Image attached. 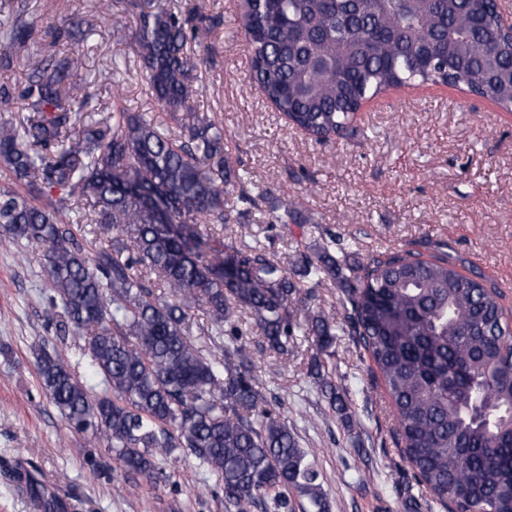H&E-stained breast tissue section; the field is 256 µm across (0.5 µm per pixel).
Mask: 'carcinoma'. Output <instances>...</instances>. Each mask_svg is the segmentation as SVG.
Listing matches in <instances>:
<instances>
[{
    "label": "carcinoma",
    "mask_w": 512,
    "mask_h": 512,
    "mask_svg": "<svg viewBox=\"0 0 512 512\" xmlns=\"http://www.w3.org/2000/svg\"><path fill=\"white\" fill-rule=\"evenodd\" d=\"M136 52L150 95L178 119L175 134L139 112H112L71 136L91 94L79 50L34 69L24 112L0 122V164L23 190L0 188V243L42 249L46 301L61 332L82 339L100 391L58 351L40 350L41 388L77 433L108 444L117 467L157 481L180 449L224 492L226 512H329L320 473L252 376L240 339L257 330L286 361L313 337L311 371L346 327L378 368L395 439L416 483L448 512H512V328L498 289L456 258L408 250L347 261L328 245L284 266L263 247L211 254L202 228L268 203L271 223H295L294 202L252 194L224 155V128L187 53L207 16L135 0ZM29 0H0L3 49L26 44ZM253 77L292 126L318 142L354 131L362 105L390 89L449 85L512 112V36L492 0H240ZM59 32L78 44L75 18ZM238 188L226 209L228 186ZM60 196L40 202L45 188ZM115 233L93 253L81 225ZM340 304L315 309L324 288ZM211 345L190 337L196 314ZM42 512H58L28 475Z\"/></svg>",
    "instance_id": "obj_1"
}]
</instances>
